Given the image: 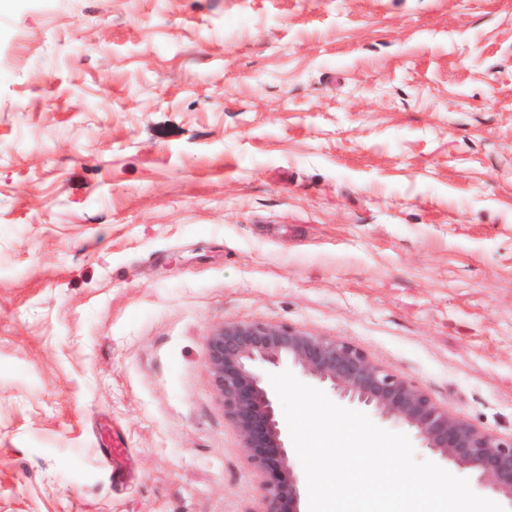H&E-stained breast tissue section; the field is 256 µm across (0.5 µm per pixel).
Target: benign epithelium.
I'll list each match as a JSON object with an SVG mask.
<instances>
[{
  "label": "benign epithelium",
  "instance_id": "1",
  "mask_svg": "<svg viewBox=\"0 0 512 512\" xmlns=\"http://www.w3.org/2000/svg\"><path fill=\"white\" fill-rule=\"evenodd\" d=\"M209 363L224 416L264 475L256 512H304L289 464V432L275 410L268 375L283 369L313 381L345 408H362L403 428L438 463L469 473L512 512V437L484 432L424 391L370 361L360 348L287 325L226 324L208 338Z\"/></svg>",
  "mask_w": 512,
  "mask_h": 512
}]
</instances>
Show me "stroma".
<instances>
[{"instance_id": "35a3bbf8", "label": "stroma", "mask_w": 512, "mask_h": 512, "mask_svg": "<svg viewBox=\"0 0 512 512\" xmlns=\"http://www.w3.org/2000/svg\"><path fill=\"white\" fill-rule=\"evenodd\" d=\"M256 322L512 436V0L0 13V512H256Z\"/></svg>"}]
</instances>
